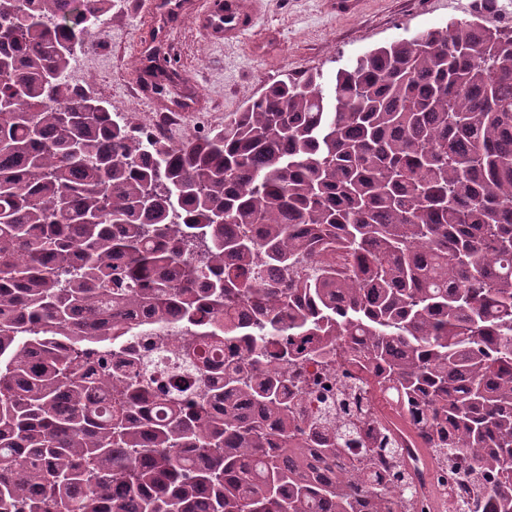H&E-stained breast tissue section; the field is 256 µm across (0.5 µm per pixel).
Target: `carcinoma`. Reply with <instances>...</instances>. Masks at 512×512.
<instances>
[{"mask_svg": "<svg viewBox=\"0 0 512 512\" xmlns=\"http://www.w3.org/2000/svg\"><path fill=\"white\" fill-rule=\"evenodd\" d=\"M112 0H0V512H414L400 449L305 409L347 355L512 512V32L284 74L149 140L69 73ZM177 336L197 380L131 369ZM241 343L222 385L203 348Z\"/></svg>", "mask_w": 512, "mask_h": 512, "instance_id": "1", "label": "carcinoma"}]
</instances>
